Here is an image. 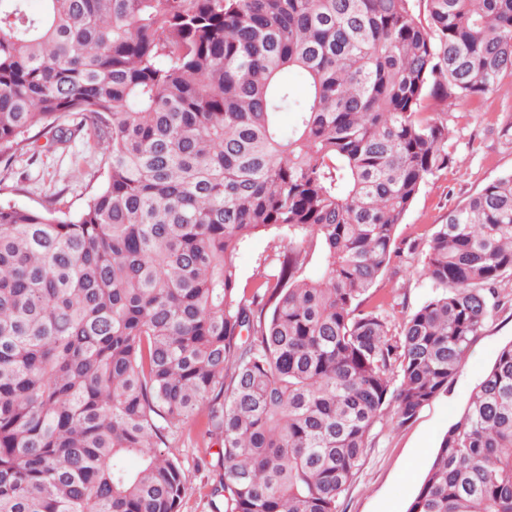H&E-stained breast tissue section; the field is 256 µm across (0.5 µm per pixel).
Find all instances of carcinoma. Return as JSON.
<instances>
[{"label":"carcinoma","instance_id":"cac0c4a2","mask_svg":"<svg viewBox=\"0 0 512 512\" xmlns=\"http://www.w3.org/2000/svg\"><path fill=\"white\" fill-rule=\"evenodd\" d=\"M42 2L0 0V165L90 131L107 178L75 216L0 204V512H179L201 415L214 512H339L512 277L510 174L435 225L422 305L373 300L452 163L432 106L512 71V0ZM407 512H512V342ZM273 242L267 235L254 237L249 244L243 248L236 259L239 281L241 288H250L252 277L256 268V261L260 255L272 253Z\"/></svg>","mask_w":512,"mask_h":512}]
</instances>
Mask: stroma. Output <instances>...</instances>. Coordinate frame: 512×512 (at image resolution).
Instances as JSON below:
<instances>
[{"label":"stroma","instance_id":"1","mask_svg":"<svg viewBox=\"0 0 512 512\" xmlns=\"http://www.w3.org/2000/svg\"><path fill=\"white\" fill-rule=\"evenodd\" d=\"M448 150L454 162L420 189L402 224L398 240L427 241L454 206L478 193L490 181L512 173V72H504L497 90L448 109ZM106 178V167L92 137L45 148L37 161L16 155L0 180V201L37 209L47 189L61 190L60 205L77 213L91 186ZM433 291L422 271L421 256L402 260L374 287L394 319L424 303ZM512 343V280L502 281L491 317L472 344L471 353L448 387L405 426L382 419L360 470L343 494L340 512H407L449 426L457 421L470 394L492 366L499 350ZM177 453L184 465L187 491L179 512H212L213 470L201 467L206 453L200 435L180 438Z\"/></svg>","mask_w":512,"mask_h":512}]
</instances>
